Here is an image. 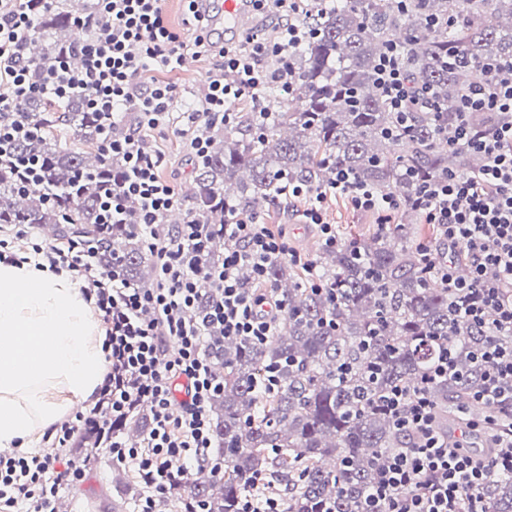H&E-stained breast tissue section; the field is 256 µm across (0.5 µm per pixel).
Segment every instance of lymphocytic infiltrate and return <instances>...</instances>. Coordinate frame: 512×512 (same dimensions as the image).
Masks as SVG:
<instances>
[{"instance_id": "lymphocytic-infiltrate-1", "label": "lymphocytic infiltrate", "mask_w": 512, "mask_h": 512, "mask_svg": "<svg viewBox=\"0 0 512 512\" xmlns=\"http://www.w3.org/2000/svg\"><path fill=\"white\" fill-rule=\"evenodd\" d=\"M94 16L78 20L87 34L72 51L58 54L43 70L39 87L27 80L22 54L33 44L37 18L53 0H0V112L13 111L32 92L49 100L80 94L88 111L101 120V150L122 160L119 184L105 187L101 209L107 224L126 223L127 199H135L134 218L157 270L153 287L131 285L119 266L99 261L100 243L76 241L66 246L31 242L30 233L13 228L0 238L9 260L44 259L52 270L67 269L86 282L103 333L107 370L87 410L55 424L44 435L45 449L0 452V512H56L60 494L82 484L85 467L66 462L76 448L107 449L113 462L132 463L144 483L138 512H155V502L188 475H215L221 463L213 453L211 401L222 388L211 364L212 331L253 343L266 342L280 325L284 305L265 288L267 269L287 259L314 270L284 235L231 214L220 231L226 246L220 258L208 250L207 225L164 224L178 206L173 186L162 179L163 158L148 149L146 131L179 124L195 162H206L210 131L231 127L235 106L256 99L269 84L292 90L291 59L313 36L293 22L305 0H254L256 13L286 9L277 41L250 34L243 45L214 46L203 32L197 0H185L187 30L172 27L163 0H94ZM216 58L207 77L209 93L200 109L182 112L181 95L165 81L143 83L150 68L172 70L188 47ZM79 66H72L71 56ZM375 83L392 111L407 115L419 102L401 64V46L391 41L375 67ZM492 110L504 119L487 134L472 137L467 117ZM135 115V126L121 138L110 134L114 116ZM455 141L480 152L483 166L474 172L449 173L421 186L417 205L426 223L435 225L444 253L421 255L437 281L448 287L471 325L491 326L492 336L473 352L481 372L472 402L490 406L491 415L465 422L467 430L487 434L490 459L473 454L464 439L441 435L435 404L427 387L397 385L384 407L409 443L388 455L364 497L363 512H488L484 489L496 476H512V62L467 89L461 97ZM335 192L348 195L355 209L373 212L391 223L400 207L396 196L380 194L338 173ZM469 264L467 279L456 275V256ZM250 268L259 285L243 287L240 268ZM210 294L199 308L202 294ZM150 412L143 439L128 442L121 424L138 407Z\"/></svg>"}]
</instances>
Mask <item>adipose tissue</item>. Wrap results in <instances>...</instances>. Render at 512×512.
<instances>
[{
	"instance_id": "adipose-tissue-1",
	"label": "adipose tissue",
	"mask_w": 512,
	"mask_h": 512,
	"mask_svg": "<svg viewBox=\"0 0 512 512\" xmlns=\"http://www.w3.org/2000/svg\"><path fill=\"white\" fill-rule=\"evenodd\" d=\"M106 360L100 324L67 270L0 261V451L91 400Z\"/></svg>"
}]
</instances>
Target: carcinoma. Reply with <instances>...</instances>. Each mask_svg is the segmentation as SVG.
Returning <instances> with one entry per match:
<instances>
[{"mask_svg": "<svg viewBox=\"0 0 512 512\" xmlns=\"http://www.w3.org/2000/svg\"><path fill=\"white\" fill-rule=\"evenodd\" d=\"M92 5L61 0L39 21L33 45L49 63L73 45L74 19ZM453 16L437 28L428 20ZM300 20L315 37L294 55V91L285 109L266 124L240 112L236 123L211 133L208 160L196 167L192 218L224 223V203L240 214L259 200L280 203L289 181L329 187L337 173L382 193L401 194L404 217L418 216L416 190L450 172L479 169L483 156L451 146L462 93L491 67L512 60V0H317ZM407 42L403 67L422 93L423 104L407 124L388 110L374 85V67L396 33ZM19 112L36 134L18 141L16 155L39 160L42 191L20 181L0 163V224L52 226L60 241L101 237L102 265H120L125 279L151 281L149 257L134 224L101 227L99 179L76 183L80 173L105 172L118 181L117 159L89 157L51 142L54 132L72 130L84 141L99 138L97 116L84 101L63 104L36 94ZM495 112H474L472 133L498 124ZM417 230L397 223L371 241L355 239L322 250L312 285L294 263L275 260L267 281L285 306L282 327L264 344L227 337L216 340L214 363L224 392L212 401V431L220 477L199 476L178 485L169 501L177 512L202 504L208 512H237L254 476L283 496L284 512H361L375 470L407 435L385 411L382 397L395 385H414L430 373L452 344L460 375L441 378L429 389L437 423L448 432V409L467 403L480 371L470 351L489 334L458 312L447 287L428 271L415 243ZM275 371V391L265 390ZM149 416L140 411L123 426L144 433ZM120 507L139 500L142 487L120 477ZM492 512H512V477L499 476L486 489Z\"/></svg>", "mask_w": 512, "mask_h": 512, "instance_id": "obj_1", "label": "carcinoma"}]
</instances>
